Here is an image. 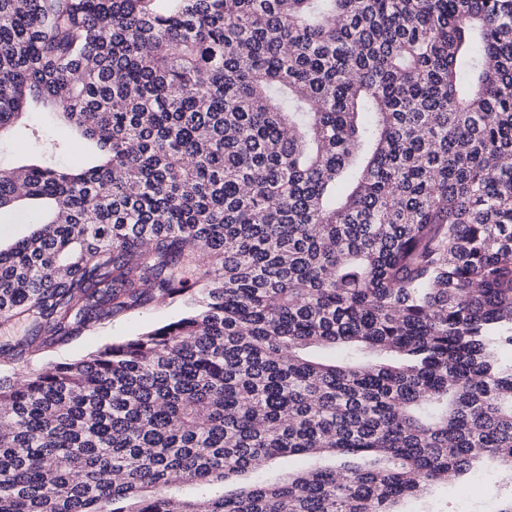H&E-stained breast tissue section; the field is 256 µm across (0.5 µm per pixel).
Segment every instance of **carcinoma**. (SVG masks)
<instances>
[{
	"label": "carcinoma",
	"instance_id": "carcinoma-1",
	"mask_svg": "<svg viewBox=\"0 0 512 512\" xmlns=\"http://www.w3.org/2000/svg\"><path fill=\"white\" fill-rule=\"evenodd\" d=\"M34 107L0 357L187 309L0 376V512H512V0H0ZM183 308V305L177 303H155L130 316L114 318L111 322L102 325L101 328L83 336L73 344L59 346L34 357L27 369L38 368L47 362H66L80 358L112 339L135 336L151 326L176 317ZM475 478L467 477L448 486V502L453 501L457 509L458 501L461 500L467 512H492V508L488 507L493 495L491 485L487 481L476 482Z\"/></svg>",
	"mask_w": 512,
	"mask_h": 512
}]
</instances>
